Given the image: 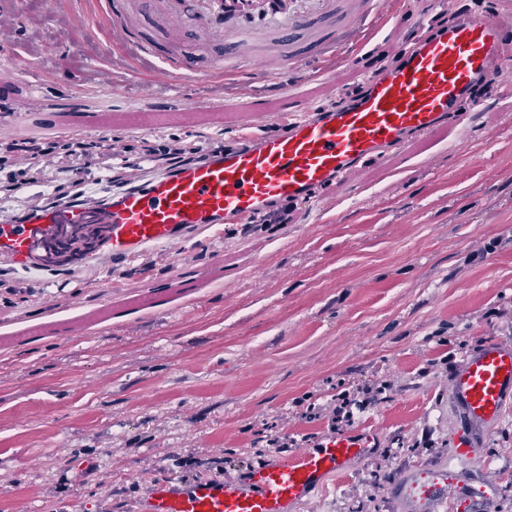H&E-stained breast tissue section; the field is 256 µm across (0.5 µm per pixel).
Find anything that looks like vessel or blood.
<instances>
[{
	"label": "vessel or blood",
	"mask_w": 512,
	"mask_h": 512,
	"mask_svg": "<svg viewBox=\"0 0 512 512\" xmlns=\"http://www.w3.org/2000/svg\"><path fill=\"white\" fill-rule=\"evenodd\" d=\"M124 4L112 0L115 35L140 61L158 62V82L261 73L277 96L279 66L307 74L346 33L378 19L388 20L401 58L384 72L362 75L363 90L350 106L319 112L314 99H300L301 117L281 134L218 154L203 151L175 173L115 191L104 202L36 201L23 223L0 213V256L14 269L29 270L37 247L64 224L106 225L109 253L127 261L152 247L177 246L201 227L244 223L275 203H317L321 190L352 181L384 150L449 126L477 78L512 88V24L482 10L418 40L391 17L392 0H147L145 26L137 31L123 18ZM189 35L206 53L205 67L185 51ZM450 401L462 424L452 438L455 463L436 466L429 481L413 474L391 489L413 512H442L452 488L463 493L464 512H485L486 494L470 490L466 466L480 461L481 431L512 404V345L486 342L467 354L450 383ZM378 442L369 431L336 433L290 461L255 466L239 481H165L144 490L136 512H293L326 475L365 458Z\"/></svg>",
	"instance_id": "1"
}]
</instances>
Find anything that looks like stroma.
<instances>
[{"instance_id": "35a3bbf8", "label": "stroma", "mask_w": 512, "mask_h": 512, "mask_svg": "<svg viewBox=\"0 0 512 512\" xmlns=\"http://www.w3.org/2000/svg\"><path fill=\"white\" fill-rule=\"evenodd\" d=\"M0 17V71L20 78L0 131L68 122L79 103L160 102L167 126L113 138L190 142L207 124L183 105L200 100L223 103V144L259 107L262 132L283 129L262 80L153 82L115 46L102 0H0ZM487 102L386 150L292 224H226L179 255L79 275L0 260V512H133L164 479L243 478L344 432L336 399L366 385L378 394L352 426L378 447L297 512H402L389 488L451 454L452 374L479 344L512 343V92ZM480 453L473 486L512 512V405Z\"/></svg>"}]
</instances>
